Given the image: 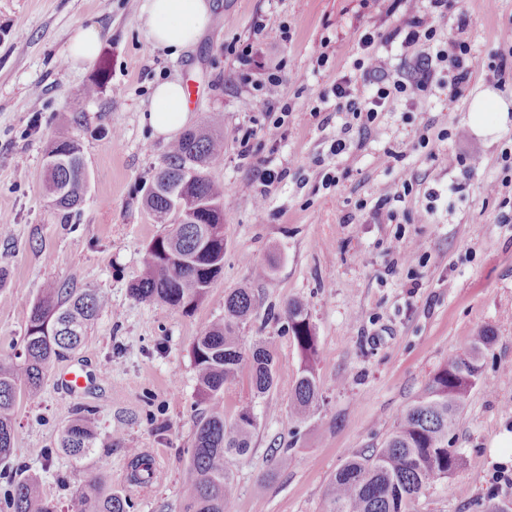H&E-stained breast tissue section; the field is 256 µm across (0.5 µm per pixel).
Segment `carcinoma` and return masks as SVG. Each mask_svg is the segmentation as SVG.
I'll list each match as a JSON object with an SVG mask.
<instances>
[{
    "label": "carcinoma",
    "instance_id": "1",
    "mask_svg": "<svg viewBox=\"0 0 512 512\" xmlns=\"http://www.w3.org/2000/svg\"><path fill=\"white\" fill-rule=\"evenodd\" d=\"M108 63L99 62L88 95L102 89ZM224 152V139L214 118L189 129L170 146L164 166L145 189L144 204L158 224L167 223L171 210L169 189L178 186L196 206L192 221L175 224L155 236L146 247L142 273L131 293L141 301L189 311L224 274V186L207 174L209 165ZM46 189L56 208L78 206L88 189L82 146L59 137L45 153ZM108 303L96 289L74 290L48 285L33 304L25 336L23 361L0 364V460L13 448V413L18 395L34 403L54 360L78 349L88 338L99 311ZM256 309L254 295L239 288L224 299V317L212 323L192 346L200 400L209 409L198 416L190 457L184 470L186 498L182 512H234V475L228 460L249 453L258 426L254 407H242L233 423L224 420V385L248 370L254 393L268 394L276 383L273 342L259 340L246 347L239 336ZM288 333L304 357L289 404V416L304 420L315 411L320 384L314 361L318 342L310 315L300 302L288 304ZM498 341L491 328L480 330L469 347L448 356L429 379L423 393L399 416L384 444L349 457L332 477L326 491V512H413L427 487L445 479L459 463L448 447L456 421L471 390L483 382L482 358ZM95 412L81 408L63 432L59 448L78 461L96 443ZM129 481L150 483L152 459L130 449ZM4 504L11 512H56L54 486L37 475L10 482ZM78 512H128L129 500L106 494L95 481L77 497Z\"/></svg>",
    "mask_w": 512,
    "mask_h": 512
}]
</instances>
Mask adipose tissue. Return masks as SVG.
Returning <instances> with one entry per match:
<instances>
[{
    "instance_id": "adipose-tissue-1",
    "label": "adipose tissue",
    "mask_w": 512,
    "mask_h": 512,
    "mask_svg": "<svg viewBox=\"0 0 512 512\" xmlns=\"http://www.w3.org/2000/svg\"><path fill=\"white\" fill-rule=\"evenodd\" d=\"M142 10L152 40L175 56L192 47L212 19L209 0H145ZM142 120L164 137L183 128L189 112L181 83L157 84Z\"/></svg>"
}]
</instances>
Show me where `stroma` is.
<instances>
[{
	"label": "stroma",
	"mask_w": 512,
	"mask_h": 512,
	"mask_svg": "<svg viewBox=\"0 0 512 512\" xmlns=\"http://www.w3.org/2000/svg\"><path fill=\"white\" fill-rule=\"evenodd\" d=\"M213 19L179 56L151 40L143 0H0V363L23 350L30 309L46 282L108 295L79 350L56 361L39 403L17 400L14 447L0 464L7 481L39 474L54 482L58 512H75L79 490L97 480L127 497L130 512H182V471L203 410L191 346L224 315V297L252 291L258 309L245 345L275 340L277 385L255 397L248 374L224 387V418L253 405L258 427L250 452L233 460L234 512H325V492L354 453L381 446L398 415L424 390L449 354L481 328L497 344L483 358V384L471 391L452 448L460 466L429 486L415 512H478L488 496L512 501V110L486 129L469 118L473 97L490 89L512 107V74L491 66L512 46V0L488 9L460 0L434 20L440 39L471 47V77L458 98L439 68L427 92L390 100L377 121L352 134L345 156L330 146L347 120L336 96L341 78L363 80L384 68L407 80L426 44H380L365 55L368 29L389 34L430 16L428 0H212ZM96 26L109 61L103 91L85 95L96 70L66 60L71 39ZM253 46L250 65L238 51ZM279 96L265 101L255 82L271 69ZM164 80L188 85L191 124L224 115V155L208 168L228 192L224 274L191 312L135 299L148 242L162 230L144 189L168 144L142 114ZM285 114L270 136V114ZM255 129L252 156L240 158V131ZM78 139L90 175L84 201L54 208L44 186L45 151L60 136ZM428 138L420 148L419 138ZM477 156L467 171L463 159ZM282 172L258 203L256 162ZM498 190L486 191L489 182ZM412 191L376 216L383 189ZM272 265L256 278L254 267ZM306 304L319 355L321 399L306 421L288 415L301 358L282 313ZM82 369L86 389L72 394L60 373ZM94 409L98 437L74 461L56 453L77 409ZM158 453V482L128 479L129 451ZM290 451L279 466L277 449Z\"/></svg>",
	"instance_id": "obj_1"
}]
</instances>
